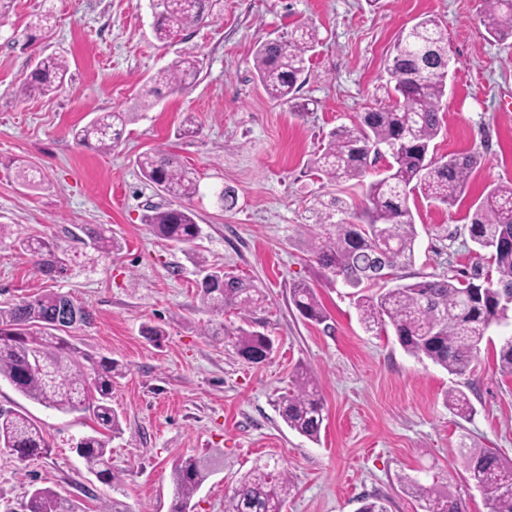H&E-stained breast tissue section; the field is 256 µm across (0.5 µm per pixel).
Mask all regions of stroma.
<instances>
[{"instance_id":"stroma-1","label":"stroma","mask_w":512,"mask_h":512,"mask_svg":"<svg viewBox=\"0 0 512 512\" xmlns=\"http://www.w3.org/2000/svg\"><path fill=\"white\" fill-rule=\"evenodd\" d=\"M45 6L52 30L29 44L25 30ZM425 16L445 26L452 58L434 152L470 151L479 163L455 206L411 200L417 238L400 271L406 284L469 270L471 206L489 186L512 183V44L487 34L482 0H224L219 15L168 45L152 36L149 0H9L0 15V224L17 237L55 239L67 273L50 280L0 243V306L48 290L69 294L93 314L91 324L71 329L73 342L119 361L125 373L112 387L122 431L110 440L108 485L74 449L98 431L92 413L45 408L0 381V407L27 411L52 448L24 464L0 450V512H25L35 486L55 490L70 512H169L172 467L182 456L211 469L192 512H225L240 477L274 461L292 483L282 512H358L373 495L388 512H422L407 478L460 494L468 512H490L466 483L459 446L512 463V376L500 373L494 348L501 328L489 330L473 375H450L406 352L393 332L366 331L352 288L324 283L308 253L316 202L328 197L313 162L331 131L385 102L390 50ZM300 26L314 28L318 43L297 94L309 109L294 112L266 96L252 64L259 41ZM184 49L202 60L199 77L153 98L151 76ZM51 53L68 61L63 89L23 95L31 69ZM103 112L129 116L107 154L72 135ZM188 122L195 134L185 138L179 131ZM158 147L199 184L186 202L201 227L194 243L164 241L141 221L148 206L172 202L136 165L138 154ZM22 162L38 170L40 187L20 184ZM225 187L236 194L230 209L216 198ZM86 224L111 228L121 251L97 257L82 242ZM197 255L264 292L252 320H222L229 330L270 336L266 362L247 363L204 336L215 317L197 294ZM302 280L315 287L326 322L306 320L292 305L290 288ZM147 324L162 326L160 340L143 336ZM302 367L320 380L325 419L316 441L279 413ZM452 387L469 396L470 419L446 405Z\"/></svg>"}]
</instances>
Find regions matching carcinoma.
Listing matches in <instances>:
<instances>
[{
  "mask_svg": "<svg viewBox=\"0 0 512 512\" xmlns=\"http://www.w3.org/2000/svg\"><path fill=\"white\" fill-rule=\"evenodd\" d=\"M483 25L494 40L512 39V0H482ZM155 19L152 35L168 44L191 27L201 25L223 10V0H152ZM316 30L296 28L286 39L258 43L253 70L267 97L289 104L298 112L307 104L296 93L307 78V54L316 42ZM451 56L448 37L441 23L423 18L400 34L389 54L387 71L393 82L389 103L373 108L358 122L333 130L314 166L330 186L363 178L380 161L386 165L371 181L362 204L348 203L332 195L320 202L311 260L322 269L328 284L342 282L352 288H369L381 275L400 269L412 259L417 231L409 207L413 192L429 202L454 205L465 193L478 156L450 154L438 159L430 153L441 131V106L447 93ZM201 61L184 49L152 77L156 93L165 88L180 91L199 76ZM68 74L67 61L54 55L37 62L23 86L26 94L51 95L60 90ZM126 116L103 112L88 125L73 130L81 144L95 142L109 152L119 146ZM137 166L144 179L174 199L194 197L199 186L194 177L161 149L139 156ZM143 223L152 225L165 241L183 244L199 237L200 226L187 210L151 206ZM89 244L101 257L121 249V242L107 235L102 224L83 228ZM476 247L471 272L463 279L433 277L372 294L359 293L357 311L368 331L391 327L400 345L414 356H423L448 373L463 376L473 371V362L488 330L507 319L512 307V183L491 187L474 204L468 225ZM13 239L14 248L35 259L46 276L65 274L58 257V243L41 237L12 238L9 225L0 224V242ZM200 276L203 306L215 315L235 312L246 317L261 307L265 296L250 279L230 269L207 264L194 257ZM291 298L300 314L322 323L327 315L314 287L293 284ZM90 319V312L66 294L48 291L7 307L0 306V379L8 381L26 398L62 413L90 412L102 431L76 442V452L87 470L105 483H112V453L103 432L120 431L118 413L112 408V382L122 374L112 358H94L70 341L69 328ZM205 335L224 342L236 355L273 352L269 336L242 327L229 332L224 325L211 327ZM501 373L512 375V335L499 341ZM90 368L92 374L85 373ZM446 403L458 416L468 419L473 406L461 389L445 393ZM319 382L307 369L296 373L294 388L282 397L280 414L288 427L309 440L318 439L324 421ZM0 448L24 464L47 457L51 445L40 426L24 411L0 408ZM465 471L473 485L489 501L490 512H512V464L495 453L470 447L464 457ZM207 467L195 457H183L173 467L176 485L172 512H187L197 488L207 479ZM409 493L423 501V512H467L465 501L452 491L404 483ZM292 485L288 472L278 464L258 465L238 481L228 512H273L282 508ZM26 512H68L61 497L49 487L35 486L29 492Z\"/></svg>",
  "mask_w": 512,
  "mask_h": 512,
  "instance_id": "cac0c4a2",
  "label": "carcinoma"
}]
</instances>
